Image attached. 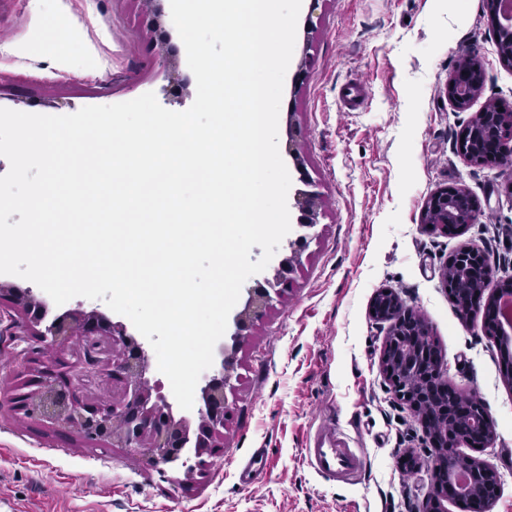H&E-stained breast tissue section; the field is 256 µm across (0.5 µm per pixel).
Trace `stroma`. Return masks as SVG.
<instances>
[{"label":"stroma","mask_w":512,"mask_h":512,"mask_svg":"<svg viewBox=\"0 0 512 512\" xmlns=\"http://www.w3.org/2000/svg\"><path fill=\"white\" fill-rule=\"evenodd\" d=\"M50 26L63 36L53 65ZM495 35L484 0H302L278 145L291 193L304 190L308 173L322 209L291 288L238 354L223 455L200 472L161 474L143 453L91 447L25 416L14 399L32 374L16 360L26 344L12 326L25 315L5 295L0 512H417L433 488L430 442L381 369L389 325L370 306L382 289L425 320L452 386L484 404L495 440L474 456L501 477L491 512H512L508 349L485 333L481 315L459 314L443 277L466 246L494 254L495 277L512 275V166L474 165L456 148L488 103L512 108V66ZM466 55L482 62L485 82L461 110L447 85ZM346 83L361 92L357 111L341 104ZM147 92L172 111L196 97L170 0H0V107L68 115ZM444 187L481 204L465 232L421 222L426 200ZM323 424L366 454L357 483L324 479L307 464L308 437ZM258 451L267 464L243 484L239 468ZM408 453L415 468L402 464Z\"/></svg>","instance_id":"stroma-1"}]
</instances>
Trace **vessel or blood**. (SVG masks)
<instances>
[{
    "label": "vessel or blood",
    "instance_id": "1",
    "mask_svg": "<svg viewBox=\"0 0 512 512\" xmlns=\"http://www.w3.org/2000/svg\"><path fill=\"white\" fill-rule=\"evenodd\" d=\"M305 457L316 473L333 481L357 482L367 465L364 453L351 447L349 437L330 425L316 430L308 441Z\"/></svg>",
    "mask_w": 512,
    "mask_h": 512
}]
</instances>
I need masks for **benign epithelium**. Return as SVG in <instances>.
<instances>
[{
  "mask_svg": "<svg viewBox=\"0 0 512 512\" xmlns=\"http://www.w3.org/2000/svg\"><path fill=\"white\" fill-rule=\"evenodd\" d=\"M484 69L480 63L467 65L453 72L448 79V97L460 109L482 90ZM495 142L498 150L493 156L503 165L512 160V111L477 112L464 127L459 141L462 154L469 160L479 154L489 142ZM457 190L441 188L427 199L422 223L439 224L443 231L454 224V231L461 233L477 220L480 206L474 199L468 205L459 208L455 205ZM294 206L300 212L299 224L315 226L321 210L320 195L317 192H300L295 197ZM306 247L304 239L288 242L291 255L285 257L275 270L273 278L267 281V287L251 288L249 298L243 310L235 317L233 345L224 354L219 375L210 379L202 387L203 405L199 409L200 423L195 434L194 453L215 455L224 449V426L232 414L234 403L228 399L227 391L234 390L236 356L241 343L250 336V330L292 283L298 256ZM482 290L493 289L489 304L492 316H497V300L501 291H512V278H506V284L495 283L488 276L479 282ZM8 292L14 297L17 306L26 314L27 326L32 328L30 337L48 344H76L85 349L84 359L79 373L67 377L53 368L38 372L27 386L30 390L16 397V408L27 416L62 428L77 430L86 442L96 446L100 443L121 448L147 449L150 460L156 467L172 465L180 459V453L190 441L189 427L185 420L175 419L171 407L161 395H153L154 388L146 379L149 366L147 351L127 334L121 323H112L98 313L79 311L53 320L41 326L45 315L41 314L38 300L31 291L21 290L0 284V293ZM391 294L389 290L379 295ZM393 295V294H391ZM373 316L390 324V329L409 325L413 311L404 302L393 295L390 306H378L373 301ZM111 368L112 379L123 384L122 398L117 403L94 404L79 395L80 386ZM381 367L392 384L397 397L413 410H420V399L429 396L432 399L448 397L449 376L441 367H435L432 374L423 381H414L407 387L396 383L392 375L389 347H384ZM457 411L470 420L475 438L466 439L467 445L478 440L488 446L494 437L493 422L487 410L478 402L456 400ZM433 455V492L427 499L423 512H447L448 497L453 495L455 487L445 477L447 466L439 459L435 449L453 446L452 434L442 433L435 427L433 419L425 420ZM495 480L491 498H479L478 490L470 487L468 491L469 512H491L500 488V476L488 470Z\"/></svg>",
  "mask_w": 512,
  "mask_h": 512,
  "instance_id": "7a95c632",
  "label": "benign epithelium"
}]
</instances>
